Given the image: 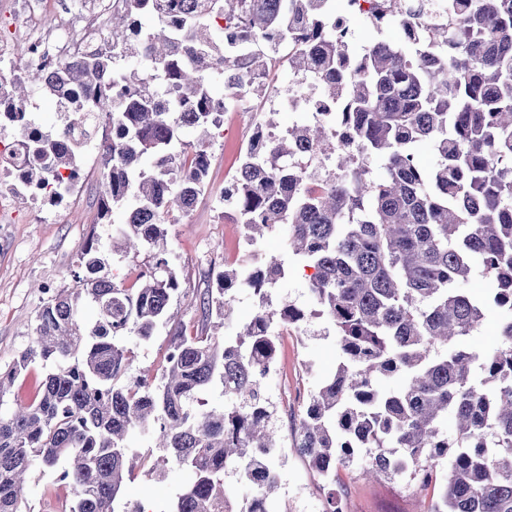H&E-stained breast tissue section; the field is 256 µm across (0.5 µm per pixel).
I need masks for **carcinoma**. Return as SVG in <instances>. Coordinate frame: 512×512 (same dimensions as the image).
Returning <instances> with one entry per match:
<instances>
[{"label":"carcinoma","mask_w":512,"mask_h":512,"mask_svg":"<svg viewBox=\"0 0 512 512\" xmlns=\"http://www.w3.org/2000/svg\"><path fill=\"white\" fill-rule=\"evenodd\" d=\"M121 2L108 50L60 62L56 84L40 70L13 80L15 102L38 81L73 123L91 128L59 146L30 122L16 124L33 180L63 199L73 183L61 171L79 169L84 151L103 142L100 217L116 224L112 251H144L148 261L128 285L89 238L75 287L48 299L32 344L0 371L1 399L34 364L44 369L36 397L0 414V512H22L36 466L72 484L68 512H147L123 497L126 477L148 459L137 432L162 449L148 473L177 465L190 474L168 512L273 504L282 454L264 380L277 328L310 315L332 327L338 363L310 391L293 448L330 487L323 512H342L336 472L359 459L370 476L423 482L432 490L425 512H512V0H441L454 36L433 30L431 52L410 39L405 0H383L376 29L395 21L403 38L376 41L355 65L336 40L338 0ZM284 42L297 44L285 91L311 79L310 91L341 111L247 144L221 202L250 246L287 229L288 254L312 269L315 309L272 304L270 289L287 273L279 256L260 259L263 277L244 260L200 293V333H173L160 377L123 385L124 337L148 341L174 323L180 279L167 222L205 189L208 149L224 126L216 79L244 76L249 91H265L264 63ZM336 121L350 129L353 151L331 136ZM186 130L195 140L181 139ZM423 145L435 157L429 168L417 162ZM304 151L337 156L329 187H308L315 173L298 164ZM478 270L492 283L486 300L469 288ZM246 277L258 303L235 324ZM490 303L500 311L497 343L463 345ZM88 304L97 311L90 324ZM213 388L228 403L204 411L200 394ZM230 470L252 489L240 508L224 485Z\"/></svg>","instance_id":"1"}]
</instances>
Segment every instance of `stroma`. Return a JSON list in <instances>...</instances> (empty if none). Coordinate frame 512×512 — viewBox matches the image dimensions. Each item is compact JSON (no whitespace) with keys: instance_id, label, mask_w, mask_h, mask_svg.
<instances>
[{"instance_id":"obj_1","label":"stroma","mask_w":512,"mask_h":512,"mask_svg":"<svg viewBox=\"0 0 512 512\" xmlns=\"http://www.w3.org/2000/svg\"><path fill=\"white\" fill-rule=\"evenodd\" d=\"M255 122L248 112L224 115V135L215 139L210 151L212 166L209 186L188 215L177 216L168 226V243L178 258L181 293L172 309L178 320L193 324L198 294L212 275L224 268L227 257L246 249L243 231L233 216L224 212L220 195L224 181L235 171L245 137ZM86 179L63 202L45 203L38 224L30 223L29 208L18 198L0 196V368H8L32 340L36 317L49 292L72 288L79 270L81 252L90 237H97L104 255L120 276L135 277L141 259L121 258L112 253V227L98 221L102 166L97 150H89L82 164ZM170 343L168 331H161L150 342L135 337L125 341L130 351L127 381L139 378L143 370H161ZM282 369L269 376L266 392L272 402L284 393L296 401L292 414H300L303 398L335 365L334 338L323 320L308 324L303 336L281 340ZM281 488L277 498L288 512H323L326 486L307 464L290 449L291 434L282 431ZM364 461L341 469L336 490L343 512H420L423 492L406 479L373 480L363 470ZM189 478L186 470L170 467L164 479L136 472L125 486L127 497L152 505L154 512H165L169 502ZM58 490L54 475L33 470L23 493L24 512H58Z\"/></svg>"}]
</instances>
